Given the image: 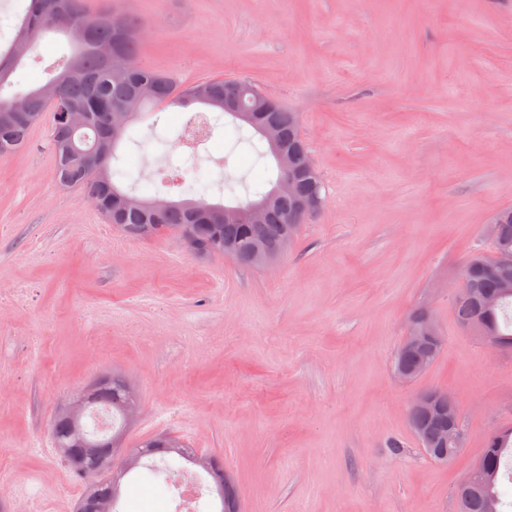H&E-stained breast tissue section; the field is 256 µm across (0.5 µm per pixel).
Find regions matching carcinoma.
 Masks as SVG:
<instances>
[{
  "label": "carcinoma",
  "instance_id": "cac0c4a2",
  "mask_svg": "<svg viewBox=\"0 0 512 512\" xmlns=\"http://www.w3.org/2000/svg\"><path fill=\"white\" fill-rule=\"evenodd\" d=\"M145 22L135 15L117 11L91 13L84 0H26L21 22L6 52L0 51V89L10 84L22 56L18 49L30 53L37 39L46 32H61L72 41V51L54 67L47 82L27 92L0 95V156L23 146L32 128L49 103L42 91L56 90L71 105L91 113L88 126L70 131L65 128L58 113H53L50 149L55 157L60 183L67 187L84 188L93 205L123 235L135 239H151L175 233L192 223L193 209L208 208L207 196L212 188L209 173L199 166L178 172L168 180L157 182L140 170L118 164L116 153L105 158L97 156L98 141L110 136L106 115L114 107L127 108L144 116L164 104L189 106L202 104L224 111V100H238L245 107L254 105L248 90L255 85L246 79H213L183 88L156 70L135 64L140 54V30ZM97 43L112 44V58L100 57L94 48ZM155 86V95L149 99L138 96L139 87ZM277 123L282 144L293 150L302 166L299 195L311 198L323 195L320 173L310 168V158L299 131L298 115L282 104H277ZM177 188L184 199L166 201L163 190ZM168 205H163V202ZM297 199L288 195L277 197L267 208L266 223L260 228L248 224H197L195 231L200 241L199 255L221 254L241 265L250 266V247L261 236L273 246L280 239H295L299 225L306 216L296 213ZM494 254L473 250L460 274L455 311L459 324L480 336L484 331L494 333L492 347L512 351V265H502L498 255L512 251V207L501 208L487 225ZM394 364L399 369L415 370L421 361V352L401 344L395 352ZM124 379L112 376L98 394L93 410L124 413ZM432 405L413 399L408 417L418 443L433 446L451 462L462 450L453 440L443 443L447 434V419L431 411ZM146 456H161V464L149 465L136 478L150 483L157 477L171 484L180 476L184 463L194 459L193 449L187 444L162 448V437L157 436L140 445ZM65 461L82 480L90 479L89 464L78 449ZM481 468L473 487L454 494L457 512H486V501H496L497 512L512 507L508 499V485L512 484V427L506 426L495 435H487L480 455Z\"/></svg>",
  "mask_w": 512,
  "mask_h": 512
}]
</instances>
